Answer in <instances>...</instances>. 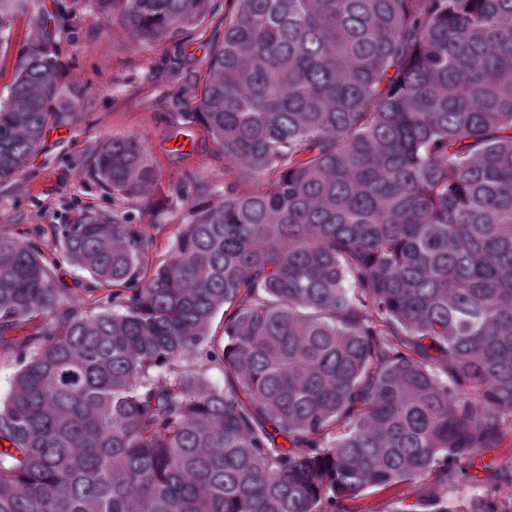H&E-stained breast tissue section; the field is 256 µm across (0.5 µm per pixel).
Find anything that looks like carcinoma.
Listing matches in <instances>:
<instances>
[{"mask_svg": "<svg viewBox=\"0 0 512 512\" xmlns=\"http://www.w3.org/2000/svg\"><path fill=\"white\" fill-rule=\"evenodd\" d=\"M232 2L180 113L223 189L166 185L114 137L87 161L112 212L51 227L111 306L62 307L56 260L0 233V350L21 365L0 512H362L430 477L389 512H512L511 466L469 472L512 437V0ZM79 3L154 48L219 12ZM35 5L0 0V34ZM78 100L41 20L0 100V182ZM158 208L178 219L161 257L133 216ZM398 491L402 493L403 489L400 487L390 490L389 492L377 491L369 493L368 495L358 499L356 503L358 507H362L364 509L363 512H382L390 509L389 501L393 500L391 499V496Z\"/></svg>", "mask_w": 512, "mask_h": 512, "instance_id": "obj_1", "label": "carcinoma"}]
</instances>
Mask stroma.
<instances>
[{
  "mask_svg": "<svg viewBox=\"0 0 512 512\" xmlns=\"http://www.w3.org/2000/svg\"><path fill=\"white\" fill-rule=\"evenodd\" d=\"M49 14L62 59L85 94L64 129L48 130L41 150L11 180L0 183V231L23 239L37 228L74 222L88 209L111 211L112 196L89 176L85 159L104 139L132 134L147 146L165 183L192 171L224 182V160L200 128L178 114L181 89L203 67L208 39L154 49L132 44L124 30L106 25L76 0H37ZM35 13L15 16L0 52V99L10 89L18 54L30 42ZM183 63L180 75L172 57Z\"/></svg>",
  "mask_w": 512,
  "mask_h": 512,
  "instance_id": "obj_1",
  "label": "stroma"
}]
</instances>
